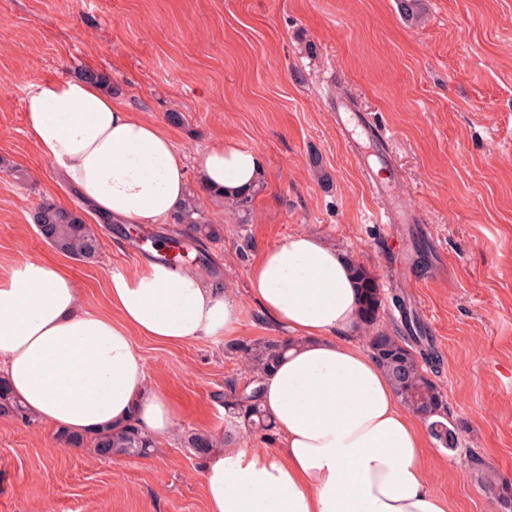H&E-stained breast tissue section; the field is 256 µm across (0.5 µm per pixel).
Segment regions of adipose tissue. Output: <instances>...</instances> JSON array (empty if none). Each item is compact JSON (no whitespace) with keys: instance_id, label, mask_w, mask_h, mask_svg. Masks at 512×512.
I'll return each instance as SVG.
<instances>
[{"instance_id":"obj_1","label":"adipose tissue","mask_w":512,"mask_h":512,"mask_svg":"<svg viewBox=\"0 0 512 512\" xmlns=\"http://www.w3.org/2000/svg\"><path fill=\"white\" fill-rule=\"evenodd\" d=\"M26 127L42 154L96 214L161 224L182 203L185 156L158 122L96 83L63 76L31 84ZM202 182L229 191L263 172L255 151L216 146L198 161ZM352 260L305 232L260 252L248 295L293 349L262 378L276 445L233 441L201 470L207 512H447L428 487L427 421L404 407L358 343L359 290ZM111 312L92 313L59 266L28 261L0 279V374L29 412L73 432L129 420L168 437L176 412L148 389L134 339L177 345L235 336L229 290L200 273L152 262L116 271Z\"/></svg>"}]
</instances>
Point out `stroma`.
Here are the masks:
<instances>
[{
    "mask_svg": "<svg viewBox=\"0 0 512 512\" xmlns=\"http://www.w3.org/2000/svg\"><path fill=\"white\" fill-rule=\"evenodd\" d=\"M420 21L398 0H0V277L31 260L62 261L83 306L108 309L113 272L166 251L175 225L126 227L83 207L26 128L30 84L104 73L128 108L169 126L197 180L199 156L230 143L257 151L264 191L250 223L211 209L224 240L202 268L242 305L239 334L166 346L136 339L150 389L176 405L172 437L145 457L104 459L69 448L39 420L0 415V512H207L192 432L224 435L222 395L250 374L240 341L280 340L247 294L258 252L311 232L365 265L380 288V328L396 296L416 311L437 352L432 379L458 433L430 441L432 490L449 512H504L512 486V0H421ZM374 122L393 196L413 224H384L337 132V94ZM319 166H312V157ZM23 169L14 179L9 167ZM328 181H321V174ZM392 196V197H393ZM82 208L100 258H64L38 234L42 200Z\"/></svg>",
    "mask_w": 512,
    "mask_h": 512,
    "instance_id": "stroma-1",
    "label": "stroma"
}]
</instances>
